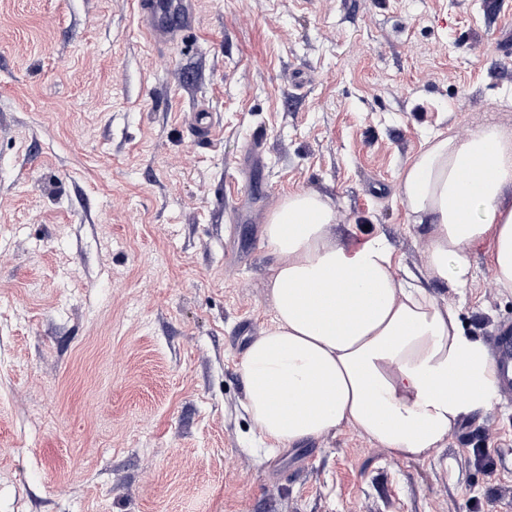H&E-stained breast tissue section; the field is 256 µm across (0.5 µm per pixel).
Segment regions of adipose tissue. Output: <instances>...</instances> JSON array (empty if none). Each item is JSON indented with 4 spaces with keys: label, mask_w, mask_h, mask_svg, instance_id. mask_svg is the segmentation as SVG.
Returning a JSON list of instances; mask_svg holds the SVG:
<instances>
[{
    "label": "adipose tissue",
    "mask_w": 512,
    "mask_h": 512,
    "mask_svg": "<svg viewBox=\"0 0 512 512\" xmlns=\"http://www.w3.org/2000/svg\"><path fill=\"white\" fill-rule=\"evenodd\" d=\"M398 192L427 235L429 277L467 287V252L485 243L497 285L512 288L511 131L429 138ZM336 213L330 197L299 190L266 218L273 318L238 365L253 433L288 448L347 426L394 456L428 460L461 415L490 404L496 367L456 306L398 273L385 236L343 242Z\"/></svg>",
    "instance_id": "1"
}]
</instances>
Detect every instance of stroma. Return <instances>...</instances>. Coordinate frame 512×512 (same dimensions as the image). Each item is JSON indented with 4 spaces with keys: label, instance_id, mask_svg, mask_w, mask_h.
<instances>
[{
    "label": "stroma",
    "instance_id": "obj_1",
    "mask_svg": "<svg viewBox=\"0 0 512 512\" xmlns=\"http://www.w3.org/2000/svg\"><path fill=\"white\" fill-rule=\"evenodd\" d=\"M196 2L158 50L133 0H0V512H512V393L430 461L350 428L271 455L238 372L295 190L466 335L512 324L488 246L465 292L427 276L397 191L437 133L512 129V0Z\"/></svg>",
    "mask_w": 512,
    "mask_h": 512
}]
</instances>
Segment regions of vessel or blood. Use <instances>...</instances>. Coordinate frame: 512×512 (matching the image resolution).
<instances>
[{
  "mask_svg": "<svg viewBox=\"0 0 512 512\" xmlns=\"http://www.w3.org/2000/svg\"><path fill=\"white\" fill-rule=\"evenodd\" d=\"M136 7L152 44L159 48L170 46L195 24L193 0H137ZM492 343L496 349L498 384L501 389L511 391L512 329L500 330Z\"/></svg>",
  "mask_w": 512,
  "mask_h": 512,
  "instance_id": "obj_1",
  "label": "vessel or blood"
}]
</instances>
